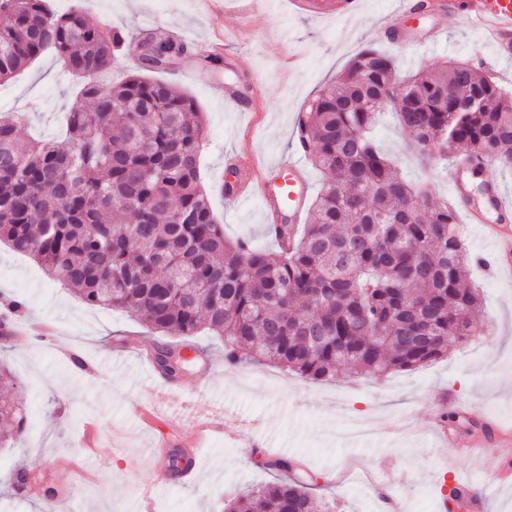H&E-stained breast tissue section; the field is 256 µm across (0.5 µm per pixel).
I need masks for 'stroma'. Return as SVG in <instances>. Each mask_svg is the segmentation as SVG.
<instances>
[{
	"instance_id": "stroma-1",
	"label": "stroma",
	"mask_w": 512,
	"mask_h": 512,
	"mask_svg": "<svg viewBox=\"0 0 512 512\" xmlns=\"http://www.w3.org/2000/svg\"><path fill=\"white\" fill-rule=\"evenodd\" d=\"M289 0H46L55 14L83 11L88 23L142 38L149 26L182 30L193 38L166 81L183 89L206 117L201 172L217 220L230 238L265 249L258 200L230 204L224 191L226 160L246 156L263 167L288 156L298 141L297 121L306 101L337 78L364 48L394 58L398 77L470 62L512 88V61L502 62L481 30L449 14L439 40L422 46L436 14L409 21L401 38L388 39L384 21L400 0H361L359 11L333 20L293 14ZM219 43L243 53L256 87L250 110L228 103L226 87L241 76L204 68L199 44ZM75 86L62 61L47 53L18 78L0 83V113L24 112L22 137H59ZM374 136L413 182L430 184L434 200L452 198L439 160L419 161L420 151L385 106ZM470 256L469 278L483 305L473 315L475 334L447 357L411 371L357 378L339 373L312 382L263 363L228 365L223 342L200 330L191 336L194 357L156 424L141 423L137 409L150 405L156 374L144 353L158 335L130 313L82 302L50 278L31 257L0 242V302H24L21 318L57 328V345L75 348L87 364L79 370L36 338L0 341V364L17 378L24 395L22 428L0 445V512H44V490L72 512H137L139 497L172 448L159 447L168 424L189 428L201 411L219 416L225 432L203 438L192 480L156 489L153 512H222L228 496L275 480L262 460L295 458L313 479L317 512H385L380 487L394 474L404 493L401 512H447L448 477L491 471L503 464L496 444L477 458L460 454L433 425L438 404L455 400L464 421L452 424L468 438L466 419L512 430V282L486 268L490 241L477 224L460 222ZM15 472H32L39 489L19 491Z\"/></svg>"
}]
</instances>
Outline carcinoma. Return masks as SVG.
Masks as SVG:
<instances>
[{"label": "carcinoma", "mask_w": 512, "mask_h": 512, "mask_svg": "<svg viewBox=\"0 0 512 512\" xmlns=\"http://www.w3.org/2000/svg\"><path fill=\"white\" fill-rule=\"evenodd\" d=\"M126 42L46 0H0V82L47 52L76 76L60 143L23 139L0 114V241L42 264L88 305L118 308L167 336L206 328L229 364L269 361L311 381L412 370L448 355V337L474 335L482 304L467 285L457 204L409 183L376 145L379 102L433 155L512 169V90L455 62L396 79L393 59L368 47L309 98L298 119L307 159L328 175L306 223L278 224L274 255L231 240L200 170L203 113L179 87L143 72L172 69L184 45L152 33L151 66L106 87L96 76ZM171 345L153 362L176 377ZM23 410L0 368V417ZM277 481L229 500L224 512H314L311 484L266 463Z\"/></svg>", "instance_id": "cac0c4a2"}]
</instances>
